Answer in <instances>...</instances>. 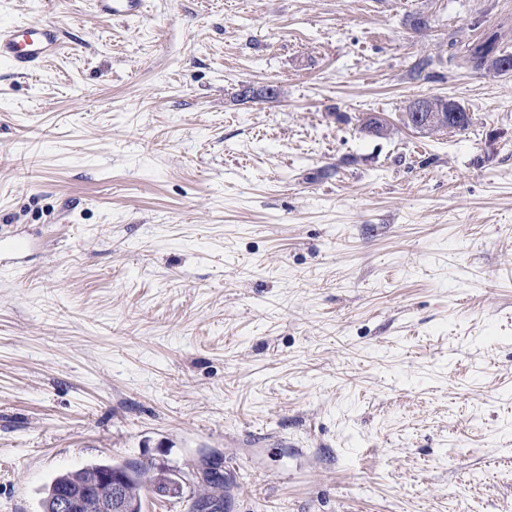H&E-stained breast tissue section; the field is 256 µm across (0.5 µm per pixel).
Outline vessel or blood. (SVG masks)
Here are the masks:
<instances>
[{"mask_svg":"<svg viewBox=\"0 0 512 512\" xmlns=\"http://www.w3.org/2000/svg\"><path fill=\"white\" fill-rule=\"evenodd\" d=\"M96 10L118 17H134L144 11L145 0H93ZM62 47V33L50 23H18L0 27V62L27 73L55 56Z\"/></svg>","mask_w":512,"mask_h":512,"instance_id":"obj_1","label":"vessel or blood"}]
</instances>
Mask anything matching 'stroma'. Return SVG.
<instances>
[{"label": "stroma", "mask_w": 512, "mask_h": 512, "mask_svg": "<svg viewBox=\"0 0 512 512\" xmlns=\"http://www.w3.org/2000/svg\"><path fill=\"white\" fill-rule=\"evenodd\" d=\"M32 21L66 37L0 63V512L139 460L188 512L213 457L224 512H512V74L455 61L512 53V0H0ZM93 6L109 16L134 17L143 13L145 0H94ZM497 52L498 55H490L491 53L497 54ZM500 55L510 58V61L512 60V54L504 51H498L494 42L489 41L478 43L468 47L465 54L460 57V65L467 67L471 65L473 69H480L486 61H490L493 57ZM435 100V104L439 106L448 107V111L442 112V110L437 111L433 102ZM431 98L425 97L419 99L411 104V111L414 113V126L420 132L424 134H431L434 132L439 126H447L448 123H451L457 127L450 126L451 131L455 132H465L468 130L471 124V118L469 117L467 121L466 115L468 114L466 109L457 103V109L463 114L459 113L457 109L454 108L453 100H448V105L445 104V101L441 98ZM448 112V113H447ZM467 121V122H466ZM466 122V124H465ZM465 124V125H464ZM464 125V126H462ZM461 126V127H459Z\"/></svg>", "instance_id": "obj_1"}]
</instances>
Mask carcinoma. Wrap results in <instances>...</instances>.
I'll return each mask as SVG.
<instances>
[{
	"instance_id": "cac0c4a2",
	"label": "carcinoma",
	"mask_w": 512,
	"mask_h": 512,
	"mask_svg": "<svg viewBox=\"0 0 512 512\" xmlns=\"http://www.w3.org/2000/svg\"><path fill=\"white\" fill-rule=\"evenodd\" d=\"M496 52L498 49L494 42L478 43L468 47L460 57V64L478 69L492 60V54ZM99 470L122 478L128 512H141L143 497L147 495L167 496L171 492H181L180 474L153 461L91 463L57 475L46 488L45 497L41 501L42 512H47V504L56 493L76 485L88 474ZM224 482V470L221 467L216 465L202 471V491L192 497L189 512H224Z\"/></svg>"
}]
</instances>
